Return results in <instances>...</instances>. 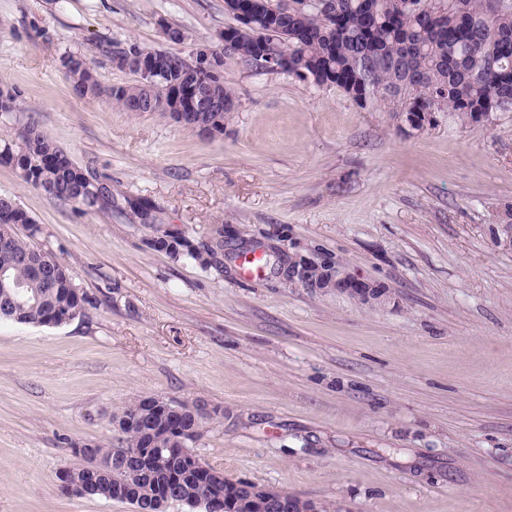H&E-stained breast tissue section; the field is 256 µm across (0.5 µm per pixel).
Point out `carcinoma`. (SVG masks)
<instances>
[{
    "label": "carcinoma",
    "mask_w": 512,
    "mask_h": 512,
    "mask_svg": "<svg viewBox=\"0 0 512 512\" xmlns=\"http://www.w3.org/2000/svg\"><path fill=\"white\" fill-rule=\"evenodd\" d=\"M179 39L169 49H149L127 42L119 49L124 54H139L170 59V66L155 86L148 90L140 80L104 89L94 81L85 83L77 70L63 71L75 96L94 99L107 96L112 104L130 111L132 100L149 92L154 99L152 112L164 118L169 112L173 90L184 84L192 57L184 56L175 46L187 36L175 28ZM269 51L288 49L294 68L288 75L312 81L318 75L331 79V85L348 97L360 88L379 93L377 100L397 103L400 115L421 120L437 112H451L465 123L474 122L477 112H501L512 108V7L496 11L489 0H338L333 15L305 10L266 31ZM254 32L236 26L224 29L223 56L250 60L254 50ZM377 61L365 66L361 51ZM25 111L19 96L0 89V117L6 122L19 119ZM0 164L15 168L23 179L44 192L46 185L59 186L51 201L72 204L84 211L112 205V189L99 182L93 173L80 177L81 189L68 184L81 170L71 155L60 147L34 120L27 119L18 131V141L0 145ZM9 230L6 243L0 242V277L7 287L0 297L19 303L25 323L32 326L61 325V315L81 316L93 306L92 298L77 287L73 274L60 266L51 254L31 241L34 220L21 207L0 208V228ZM224 228L216 237L195 245L182 233L165 230L154 235L149 245L179 256L205 269L224 248ZM48 259L43 276L34 267L38 255ZM179 411L156 413L145 405L144 397L131 400L113 416L118 421L141 410L142 421L121 428L126 448L149 454L150 476L139 484L142 500H148L154 485L172 477L175 468L192 453L186 450L200 430L179 438L177 429L194 425L197 404L177 403ZM152 430L150 447L144 446L142 424ZM126 480L122 472L106 471L101 482L113 488L112 500L126 502L120 486ZM215 493L207 478V469L198 470L185 483L178 498L187 512H199L195 502Z\"/></svg>",
    "instance_id": "1"
}]
</instances>
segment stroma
Masks as SVG:
<instances>
[{
    "label": "stroma",
    "instance_id": "stroma-1",
    "mask_svg": "<svg viewBox=\"0 0 512 512\" xmlns=\"http://www.w3.org/2000/svg\"><path fill=\"white\" fill-rule=\"evenodd\" d=\"M224 0H0V88L112 189L85 213L0 164V195L95 298L59 327L0 321V512H134L63 494L77 444L117 448L138 396L219 409L189 450L232 482L332 512H512V111L409 133L394 105L224 60L237 94L204 135L76 97L59 59L134 82L108 48L221 50ZM148 209H141V202ZM208 268L149 247L205 242ZM258 252L257 268L243 257ZM386 288L362 303L307 263ZM149 245L157 251H164L179 256L186 261L194 263L205 269L218 251L224 248V239L214 237L211 241L195 245L182 233H173L164 230L149 240Z\"/></svg>",
    "mask_w": 512,
    "mask_h": 512
}]
</instances>
